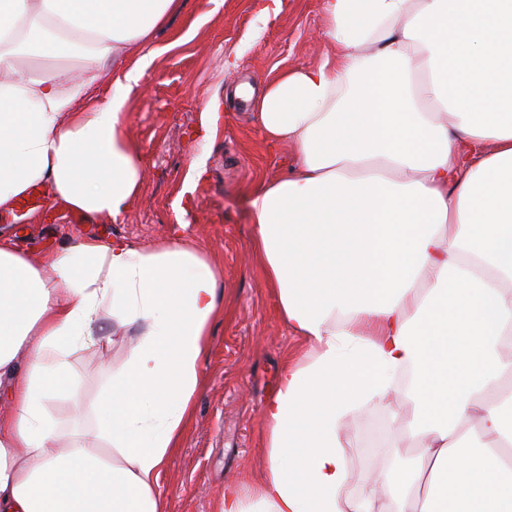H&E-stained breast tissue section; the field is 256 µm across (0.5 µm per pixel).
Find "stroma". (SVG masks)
Segmentation results:
<instances>
[{
  "label": "stroma",
  "instance_id": "1",
  "mask_svg": "<svg viewBox=\"0 0 512 512\" xmlns=\"http://www.w3.org/2000/svg\"><path fill=\"white\" fill-rule=\"evenodd\" d=\"M322 25L321 0H288L271 25L259 16L257 0H184L156 33L157 53L128 109L127 135L144 168L134 205L116 221L80 219L45 185L31 206L0 210V234L35 259L71 239L121 237L145 248L180 241L221 270L223 314L211 328L194 414L160 478L168 512H217L225 485L254 481L266 461L262 403L276 388L281 362L303 357L302 340L279 320L253 257L246 201L254 184L283 174L293 151L267 145L253 107L223 97L239 84L259 89L283 71L318 64L331 50ZM210 105L214 134L204 140L197 131ZM201 156L206 170L198 177L193 167ZM128 352V337L117 335L101 350L77 353L78 396L52 401L56 418L89 423L90 407L106 388L100 364L121 372ZM405 413L398 401L376 404L346 426L351 488L374 471L375 459L361 451L366 423L385 427L380 456L412 453L399 432Z\"/></svg>",
  "mask_w": 512,
  "mask_h": 512
}]
</instances>
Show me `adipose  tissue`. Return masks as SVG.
Wrapping results in <instances>:
<instances>
[{"label":"adipose tissue","instance_id":"1","mask_svg":"<svg viewBox=\"0 0 512 512\" xmlns=\"http://www.w3.org/2000/svg\"><path fill=\"white\" fill-rule=\"evenodd\" d=\"M182 0H0V207L49 184L120 218L128 104ZM321 62L253 104L296 155L249 191L253 253L307 346L264 404L267 462L220 512H512V0H322ZM134 65L88 97L106 64ZM30 58L54 67H27ZM219 271L179 244H0V512H165ZM134 337L87 428L52 416L76 352ZM403 397L421 454L349 488L343 428Z\"/></svg>","mask_w":512,"mask_h":512}]
</instances>
